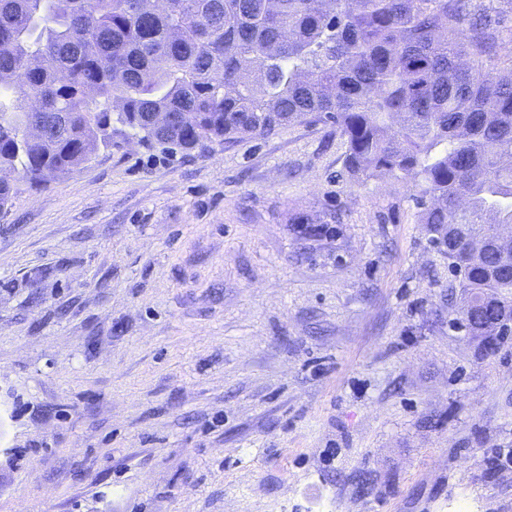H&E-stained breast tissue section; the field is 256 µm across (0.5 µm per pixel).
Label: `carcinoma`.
Here are the masks:
<instances>
[{"label": "carcinoma", "mask_w": 512, "mask_h": 512, "mask_svg": "<svg viewBox=\"0 0 512 512\" xmlns=\"http://www.w3.org/2000/svg\"><path fill=\"white\" fill-rule=\"evenodd\" d=\"M0 0V172L39 186L112 140L190 151L329 124L351 177L425 184L471 336L512 321V0ZM117 118H112V113Z\"/></svg>", "instance_id": "1"}]
</instances>
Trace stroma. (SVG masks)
I'll use <instances>...</instances> for the list:
<instances>
[{"label":"stroma","mask_w":512,"mask_h":512,"mask_svg":"<svg viewBox=\"0 0 512 512\" xmlns=\"http://www.w3.org/2000/svg\"><path fill=\"white\" fill-rule=\"evenodd\" d=\"M345 152L320 123L190 152L116 123L17 181L0 512H512V334L468 335L420 182Z\"/></svg>","instance_id":"obj_1"}]
</instances>
